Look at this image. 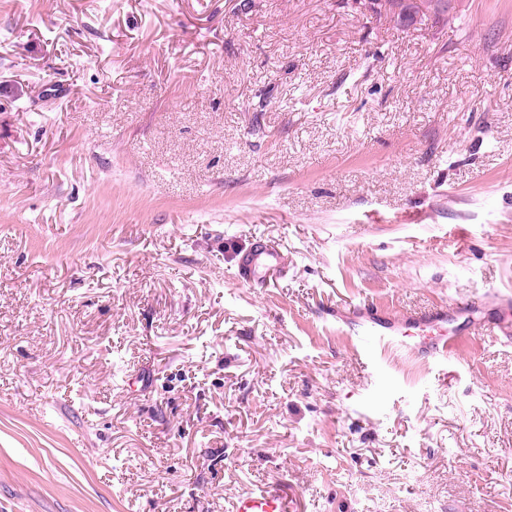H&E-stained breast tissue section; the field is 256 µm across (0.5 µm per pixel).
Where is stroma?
<instances>
[{"label":"stroma","mask_w":512,"mask_h":512,"mask_svg":"<svg viewBox=\"0 0 512 512\" xmlns=\"http://www.w3.org/2000/svg\"><path fill=\"white\" fill-rule=\"evenodd\" d=\"M0 0V512H512V0ZM288 258L238 283L256 239ZM454 309L458 310L460 317L465 318L466 326H456L448 330V333H442L437 328L431 329V325L436 322H447L448 314L445 311L441 319L431 320L423 314L413 313L403 315L396 321H380L373 319L370 325L364 327L361 333L365 336H373L378 345L382 348L397 346L413 351L417 349L429 353L432 357H442L451 359L456 356L460 346L466 340L467 336H489L494 338L510 339L512 335V314L510 303L506 306V312L503 317L493 324H481L473 317L472 307L464 304H454ZM437 320V321H436ZM433 329L439 331V336H434ZM465 335L461 336V333ZM427 336H434L427 338ZM419 338L416 342L414 338ZM293 500L279 484H268L237 494L233 512H294Z\"/></svg>","instance_id":"1"}]
</instances>
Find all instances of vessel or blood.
I'll return each mask as SVG.
<instances>
[{
	"label": "vessel or blood",
	"instance_id": "1",
	"mask_svg": "<svg viewBox=\"0 0 512 512\" xmlns=\"http://www.w3.org/2000/svg\"><path fill=\"white\" fill-rule=\"evenodd\" d=\"M286 268V259L271 243L259 242L255 249L238 263L236 279L241 283L270 286ZM458 314L464 317L465 327H453L448 333L433 334L430 317L419 313L407 314L394 321L372 320L363 329L364 335L374 337L380 347L397 346L419 350L445 359L457 355L465 336L512 337V314H504L495 323L483 324L473 317V309L461 304ZM233 512H294L293 500L278 484H268L234 498Z\"/></svg>",
	"mask_w": 512,
	"mask_h": 512
}]
</instances>
